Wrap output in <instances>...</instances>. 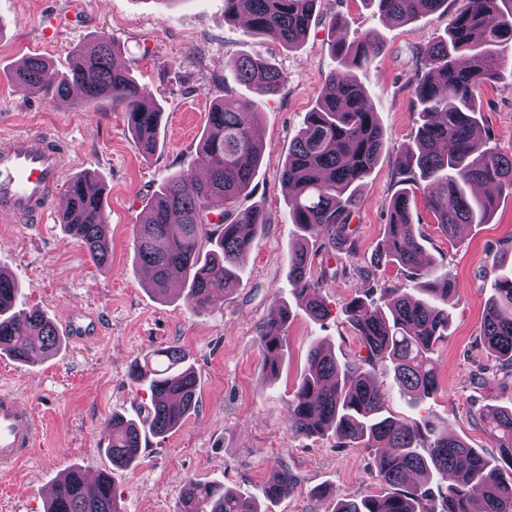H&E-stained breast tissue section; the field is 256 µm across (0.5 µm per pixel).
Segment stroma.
Returning a JSON list of instances; mask_svg holds the SVG:
<instances>
[{
	"label": "stroma",
	"mask_w": 512,
	"mask_h": 512,
	"mask_svg": "<svg viewBox=\"0 0 512 512\" xmlns=\"http://www.w3.org/2000/svg\"><path fill=\"white\" fill-rule=\"evenodd\" d=\"M334 16L339 25H330ZM452 19V12L439 11L396 25L367 0H321L305 41L288 49L252 36L242 22L225 20L224 0H0V139L39 134L68 144L65 178L90 173L103 184L111 247L110 261L96 265L81 241L66 235L58 210L44 224L0 220V270L18 283L26 307L40 309L58 327L71 312L84 311L98 327L91 339L64 336L57 354L33 364L0 357V386L28 402L41 425L32 455L0 469V512H45L48 487L74 466L110 472L122 512H177L191 479L215 480L257 497L277 465L292 469L301 483L269 512H332V500L317 493L325 486L361 495L381 491L365 449L340 448L326 436L292 435L287 401L313 340H324L341 363L361 364L360 340L345 321V306L363 289L358 270L384 235L397 157L416 144V53L446 37ZM370 30L383 37L385 50L372 62L366 88L391 147L360 190L362 204L350 223L356 250L333 251L320 239L311 243L318 260L349 271L324 288L329 314L318 321L294 304L288 285L296 236L281 169L337 66L332 42H350ZM103 34L119 46L117 63L132 68L145 96L164 109L154 153L133 142L122 106L92 105L76 95L58 107L11 79L14 66L33 55L65 69L77 48ZM241 54L263 56L287 73V84L259 97L230 80V64ZM501 55L497 78L482 87L476 103L494 146L512 156V43ZM227 92L257 102L263 157L240 205L262 208L270 222L223 302L196 314L180 289L165 299L154 294L133 238L147 201L171 173L202 171L198 143L212 101ZM412 215L426 259L444 264L456 285L448 299L452 323L435 354L440 388L413 408L401 398L390 365L377 366L376 383L395 417L447 427L497 455L495 441L472 415L487 403L512 408L511 378L476 382L477 373L493 365L481 341L490 285L512 271V191L498 195L489 223L464 225L452 241L434 224L422 195L414 196ZM275 300L291 302L292 317L287 355L272 379L257 333ZM167 346L179 347L193 365L198 407L168 437H147L134 469L113 468L101 426L115 414L146 417L150 393L132 380L131 369L136 359Z\"/></svg>",
	"instance_id": "stroma-1"
}]
</instances>
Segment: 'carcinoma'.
<instances>
[{
	"label": "carcinoma",
	"instance_id": "carcinoma-1",
	"mask_svg": "<svg viewBox=\"0 0 512 512\" xmlns=\"http://www.w3.org/2000/svg\"><path fill=\"white\" fill-rule=\"evenodd\" d=\"M387 20L404 23L448 9V0H373ZM455 16L448 37L419 52L411 80L420 107L417 151L398 163L400 188L389 203L385 234L371 267L360 272L367 284L345 307L346 322L356 331L368 370L339 363L321 343L308 350V367L288 400L289 430L297 436H330L338 448H364L376 477L388 488L381 494L358 495L323 488L336 499L333 512H512V409L484 404L473 413L496 441L499 456L489 457L458 436L429 430L417 421L396 418L372 370L390 362L394 379L412 406L432 396L439 386L434 354L448 336L452 313L448 295L454 281L444 265L421 263V234L411 210V188L422 191L434 223L456 238L462 224H486L496 198L480 197L478 185L512 190V156L491 145L481 131L475 97L495 79L502 64L499 47L512 41V0H454ZM319 0H224V19H246L248 31L292 48L306 37ZM384 44L372 31L351 44H332L338 68L326 78L316 107L288 150L281 178L290 189L288 215L301 236L289 253L288 281L309 316L328 314L321 294L337 272L322 266L312 273L314 254L307 243L322 239L330 248L350 251L352 215L359 194L388 138L378 114L366 101L363 78ZM112 37L101 35L78 51L68 70L56 71L46 59L29 57L13 72L23 89L54 102L82 90L89 104L103 100L124 105L134 143L145 153L156 150L163 118L159 104L144 98L127 68L113 63ZM240 82L261 96L274 95L288 74L262 58L242 55L232 64ZM263 150L258 113L229 93L213 103L199 152L207 179L186 184L193 174L170 175L153 194L143 221L136 225L134 250L151 273L154 293L164 298L178 280L188 307L197 314L217 308L224 292L236 282L242 257L270 218L263 210L238 209L254 179ZM69 208L62 214L65 232L82 241L98 265L111 257L101 182L79 175L66 185ZM394 265L415 288L379 281L375 271ZM483 324V342L496 371L512 376V278L494 281ZM20 288L0 272V355L33 363L55 354L61 346L53 322L38 309L18 312ZM291 308L273 301L260 325L257 344L266 374L279 373L287 347ZM133 379L148 386L151 409L148 433L166 437L181 426L197 405V375L176 346L161 348L155 357L135 361ZM105 453L117 469L130 470L139 458L142 429L133 420L114 415L105 424ZM418 472L456 482L432 490L407 483ZM298 487L297 477L273 467L263 497L274 504ZM46 512H121L112 485L88 484L73 467L58 485ZM177 512H258L254 501L213 481L186 484Z\"/></svg>",
	"mask_w": 512,
	"mask_h": 512
}]
</instances>
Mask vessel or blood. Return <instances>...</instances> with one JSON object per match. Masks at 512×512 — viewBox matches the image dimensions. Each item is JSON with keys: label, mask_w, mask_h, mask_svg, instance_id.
Listing matches in <instances>:
<instances>
[{"label": "vessel or blood", "mask_w": 512, "mask_h": 512, "mask_svg": "<svg viewBox=\"0 0 512 512\" xmlns=\"http://www.w3.org/2000/svg\"><path fill=\"white\" fill-rule=\"evenodd\" d=\"M67 161L61 141L16 135L0 142V216L45 223ZM38 424L29 404L0 389V467L30 455Z\"/></svg>", "instance_id": "vessel-or-blood-1"}]
</instances>
